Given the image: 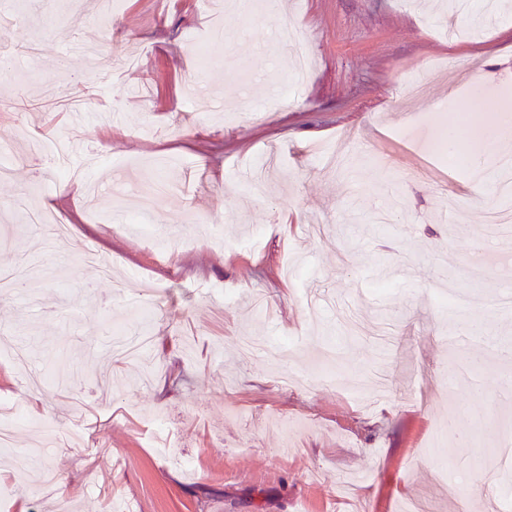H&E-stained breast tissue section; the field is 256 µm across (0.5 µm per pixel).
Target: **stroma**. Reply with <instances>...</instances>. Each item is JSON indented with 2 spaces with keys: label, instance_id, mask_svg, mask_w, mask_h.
Listing matches in <instances>:
<instances>
[{
  "label": "stroma",
  "instance_id": "1",
  "mask_svg": "<svg viewBox=\"0 0 512 512\" xmlns=\"http://www.w3.org/2000/svg\"><path fill=\"white\" fill-rule=\"evenodd\" d=\"M197 0H119L118 21L66 0H0L24 16L7 47L38 42L24 76L0 77V268L31 269L38 293L0 288V396L59 428L43 447L17 424L0 450V512H512V474L484 481L512 410V308L474 293L512 288V261L483 243L496 199L434 145L448 125L492 124L489 95L512 89V0L480 29L447 0H281L273 18L310 51L301 94L293 59L258 4L225 14ZM102 61L129 67L96 77ZM208 58L193 101L189 63ZM418 80L412 99L406 84ZM63 137L69 180L34 139ZM171 183L132 232L126 180ZM27 197L75 229L65 255L30 233ZM112 259L111 278L83 260ZM151 290L139 317L132 297ZM484 343L461 338L460 319ZM150 337L149 365L113 359L115 327ZM28 344L44 381L29 391L7 360ZM456 417H449V410ZM175 446L151 445L156 412ZM296 420L294 450L275 420ZM455 424L442 448L433 428ZM29 451L54 478L17 468ZM468 471L447 493V459Z\"/></svg>",
  "mask_w": 512,
  "mask_h": 512
}]
</instances>
